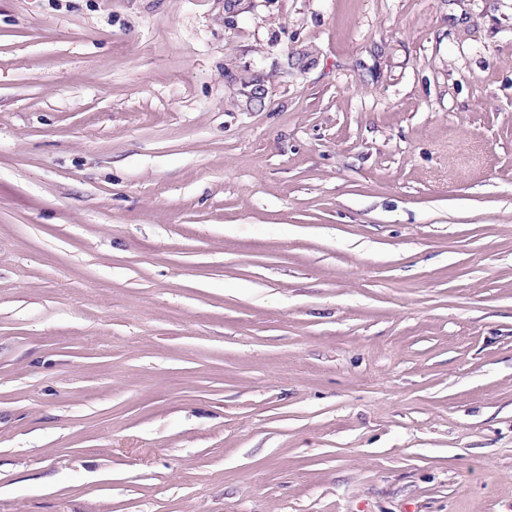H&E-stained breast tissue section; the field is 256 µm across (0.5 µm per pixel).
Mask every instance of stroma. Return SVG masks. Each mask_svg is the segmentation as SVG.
Returning <instances> with one entry per match:
<instances>
[{"label": "stroma", "mask_w": 512, "mask_h": 512, "mask_svg": "<svg viewBox=\"0 0 512 512\" xmlns=\"http://www.w3.org/2000/svg\"><path fill=\"white\" fill-rule=\"evenodd\" d=\"M0 512H512V0H0Z\"/></svg>", "instance_id": "stroma-1"}]
</instances>
